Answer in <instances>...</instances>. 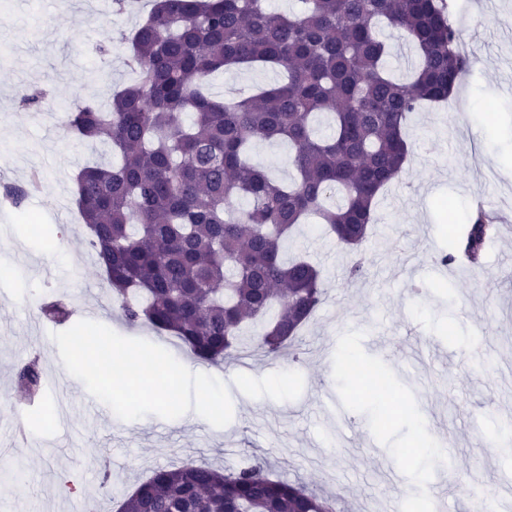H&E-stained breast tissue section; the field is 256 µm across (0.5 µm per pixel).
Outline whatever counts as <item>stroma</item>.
Wrapping results in <instances>:
<instances>
[{
    "mask_svg": "<svg viewBox=\"0 0 512 512\" xmlns=\"http://www.w3.org/2000/svg\"><path fill=\"white\" fill-rule=\"evenodd\" d=\"M453 21L475 62L455 99L412 113L411 154L380 195L364 244L365 279L350 282L352 257L319 225H302L285 248L322 271L326 294L301 329L293 355L225 364L221 410L202 418L198 382L159 387L128 378L114 390L105 370L80 381L77 344L96 332L108 345L143 344L163 375L187 353L172 336L132 327L112 313V294L74 203V176L105 159L68 133L64 111L106 102L133 82L124 32L152 8L97 13L89 0H0V190L23 185L20 206L0 203V451L22 479L0 491V512H116L161 467H236L260 456L274 475L335 497L336 512H469L463 478L512 481L498 441L512 411V0H451ZM279 70L216 73L208 92L232 102L280 81ZM39 91V104L23 103ZM500 234L480 275L445 266L447 221L462 224L477 197ZM37 214L47 241L28 231ZM64 248L70 265L48 261ZM62 300L61 323L44 303ZM38 360L50 381L35 404L17 396V374ZM355 361L380 384L351 375ZM53 424L37 422L42 409ZM430 435L447 466L430 470L419 442Z\"/></svg>",
    "mask_w": 512,
    "mask_h": 512,
    "instance_id": "35a3bbf8",
    "label": "stroma"
}]
</instances>
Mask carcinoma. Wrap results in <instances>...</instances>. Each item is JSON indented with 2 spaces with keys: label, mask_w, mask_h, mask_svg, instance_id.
<instances>
[{
  "label": "carcinoma",
  "mask_w": 512,
  "mask_h": 512,
  "mask_svg": "<svg viewBox=\"0 0 512 512\" xmlns=\"http://www.w3.org/2000/svg\"><path fill=\"white\" fill-rule=\"evenodd\" d=\"M290 14L266 0H153L125 36L136 81L106 105L63 115L77 138L118 156L76 177V205L96 260L132 325L176 336L218 365L250 347L292 346L324 294L305 257L285 263L283 243L315 216L346 249L368 237L375 200L409 155L404 135L420 104L448 99L473 59L447 0H298ZM404 33L417 53L407 82L388 75L379 25ZM272 67L285 79L233 103L206 78ZM329 116L332 135L317 134ZM286 140L296 177L272 179L248 159L255 142ZM499 234L482 198L453 228L439 261L477 269ZM42 391L37 361L19 371ZM336 499L275 479L256 464L217 470L161 468L118 512H336Z\"/></svg>",
  "instance_id": "obj_1"
}]
</instances>
